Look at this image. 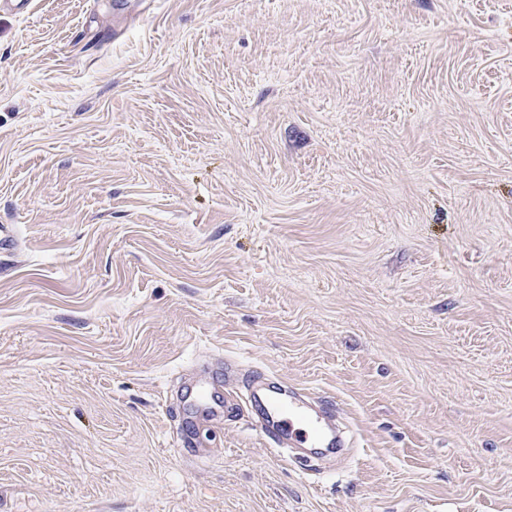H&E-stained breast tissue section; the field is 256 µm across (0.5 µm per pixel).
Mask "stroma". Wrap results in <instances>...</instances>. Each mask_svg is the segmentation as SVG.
Instances as JSON below:
<instances>
[{
	"instance_id": "1",
	"label": "stroma",
	"mask_w": 512,
	"mask_h": 512,
	"mask_svg": "<svg viewBox=\"0 0 512 512\" xmlns=\"http://www.w3.org/2000/svg\"><path fill=\"white\" fill-rule=\"evenodd\" d=\"M2 224L0 512H512V0L0 10ZM251 402H260L264 407L263 426L277 446L288 442L294 448L326 446L336 453L343 446V438L332 429L326 430L314 421L305 402L299 396L285 393L280 396L265 392L263 384L253 380L249 385ZM300 403L302 405H300Z\"/></svg>"
}]
</instances>
